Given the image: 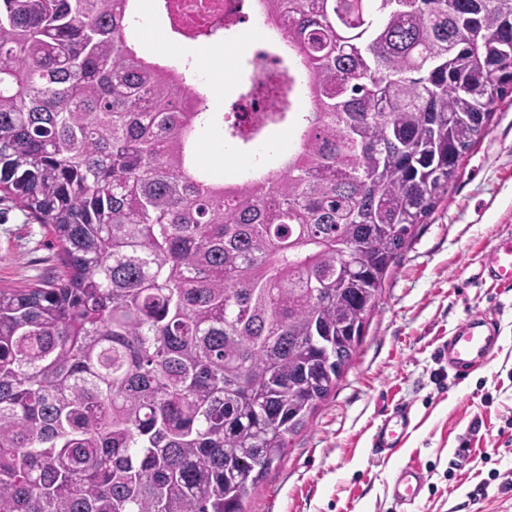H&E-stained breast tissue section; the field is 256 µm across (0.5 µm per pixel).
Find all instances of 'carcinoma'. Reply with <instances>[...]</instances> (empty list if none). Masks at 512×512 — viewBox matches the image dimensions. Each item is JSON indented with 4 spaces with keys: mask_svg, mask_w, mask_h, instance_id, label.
<instances>
[{
    "mask_svg": "<svg viewBox=\"0 0 512 512\" xmlns=\"http://www.w3.org/2000/svg\"><path fill=\"white\" fill-rule=\"evenodd\" d=\"M134 10L0 0V191L61 266L0 290V512H243L512 93V0H265L314 108L226 186Z\"/></svg>",
    "mask_w": 512,
    "mask_h": 512,
    "instance_id": "obj_1",
    "label": "carcinoma"
}]
</instances>
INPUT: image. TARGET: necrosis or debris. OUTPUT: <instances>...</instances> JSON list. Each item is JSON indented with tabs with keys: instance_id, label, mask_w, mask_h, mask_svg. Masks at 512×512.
Listing matches in <instances>:
<instances>
[{
	"instance_id": "necrosis-or-debris-1",
	"label": "necrosis or debris",
	"mask_w": 512,
	"mask_h": 512,
	"mask_svg": "<svg viewBox=\"0 0 512 512\" xmlns=\"http://www.w3.org/2000/svg\"><path fill=\"white\" fill-rule=\"evenodd\" d=\"M264 0H151L149 12L162 26L166 43L192 47H218L219 35H233L243 24H251L259 40L251 44L245 57L250 67L248 81L252 95L244 101L243 125L258 127L260 138L239 147L247 163L228 174V181L259 177L263 170L300 149V129L294 121L268 124L269 112L288 107L292 112L309 111L301 87L287 89L276 58L288 45V28L270 21L263 9Z\"/></svg>"
}]
</instances>
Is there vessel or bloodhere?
<instances>
[{
    "instance_id": "obj_1",
    "label": "vessel or blood",
    "mask_w": 512,
    "mask_h": 512,
    "mask_svg": "<svg viewBox=\"0 0 512 512\" xmlns=\"http://www.w3.org/2000/svg\"><path fill=\"white\" fill-rule=\"evenodd\" d=\"M482 270L503 285H512V238L491 243L478 257ZM500 346L496 321L485 314H470L455 328L452 336L438 348L440 359L447 361L454 379L469 376L475 364L488 363ZM409 403L400 401L386 406L370 439V454L390 459L405 444L412 424ZM427 482L426 472L418 465L397 466L386 486L388 496L399 506L414 504Z\"/></svg>"
}]
</instances>
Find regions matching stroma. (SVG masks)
I'll list each match as a JSON object with an SVG mask.
<instances>
[{
	"instance_id": "1",
	"label": "stroma",
	"mask_w": 512,
	"mask_h": 512,
	"mask_svg": "<svg viewBox=\"0 0 512 512\" xmlns=\"http://www.w3.org/2000/svg\"><path fill=\"white\" fill-rule=\"evenodd\" d=\"M497 237H512V95L417 225L335 390L245 512H399L386 495L399 462L429 473L415 512H512V287L472 279L479 251ZM57 266L48 226L1 198L0 287H24ZM470 313L500 322L501 350L459 381L437 348ZM397 401L412 403L415 419L396 462L384 463L369 441ZM463 442L472 457L461 466L453 450Z\"/></svg>"
}]
</instances>
